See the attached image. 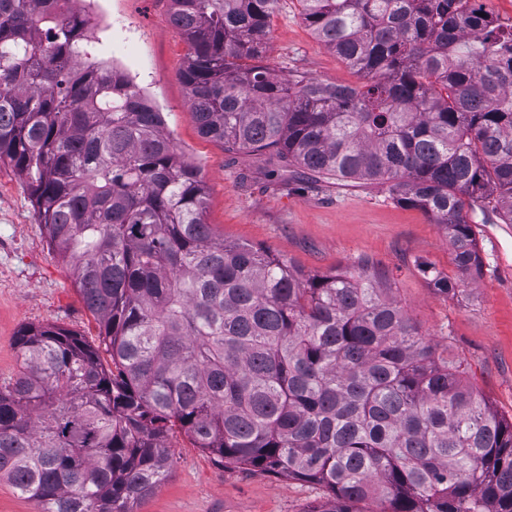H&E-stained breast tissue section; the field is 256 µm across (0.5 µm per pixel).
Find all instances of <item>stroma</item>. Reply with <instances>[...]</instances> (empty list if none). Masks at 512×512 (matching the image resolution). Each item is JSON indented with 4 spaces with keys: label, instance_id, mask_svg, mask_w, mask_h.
I'll use <instances>...</instances> for the list:
<instances>
[{
    "label": "stroma",
    "instance_id": "1",
    "mask_svg": "<svg viewBox=\"0 0 512 512\" xmlns=\"http://www.w3.org/2000/svg\"><path fill=\"white\" fill-rule=\"evenodd\" d=\"M107 26L122 12L140 32L126 49L143 64L138 80L166 120L179 152L198 167L208 193L205 220L216 235L261 245L307 272L368 260L423 336L466 367L484 398L512 418V224L489 210L468 212L484 260L480 278L453 296L436 292L419 269L428 263L456 276L448 236L422 210L392 200L380 184L331 179L289 189L266 176L262 155L227 150L200 136L179 73L187 45L170 20V0H107ZM270 64L325 82L361 78L322 47L303 22L297 0H279L267 44ZM55 324L99 343L69 268L38 224L25 179L0 162V380L16 376L14 338L28 325ZM176 460L168 477L135 512H307L324 490L310 483L235 467H220L184 435L171 440Z\"/></svg>",
    "mask_w": 512,
    "mask_h": 512
}]
</instances>
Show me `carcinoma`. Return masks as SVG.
<instances>
[{
	"mask_svg": "<svg viewBox=\"0 0 512 512\" xmlns=\"http://www.w3.org/2000/svg\"><path fill=\"white\" fill-rule=\"evenodd\" d=\"M68 2L0 0V161L26 177L111 363L67 329L18 332L0 479L42 512H134L179 431L223 467L322 486L309 512H512V421L369 264L311 275L215 237L200 170ZM172 2L202 137L272 153L271 177L385 185L444 228L462 278L481 276L463 212L512 223V27L468 0H297L352 86L266 63L279 0Z\"/></svg>",
	"mask_w": 512,
	"mask_h": 512,
	"instance_id": "carcinoma-1",
	"label": "carcinoma"
}]
</instances>
